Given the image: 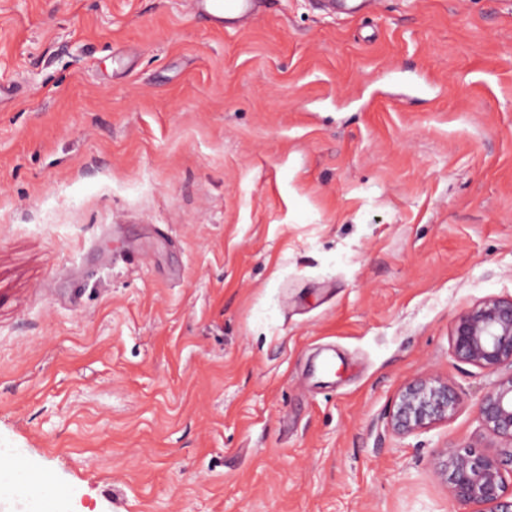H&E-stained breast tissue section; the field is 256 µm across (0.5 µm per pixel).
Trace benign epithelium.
Masks as SVG:
<instances>
[{
	"instance_id": "obj_1",
	"label": "benign epithelium",
	"mask_w": 512,
	"mask_h": 512,
	"mask_svg": "<svg viewBox=\"0 0 512 512\" xmlns=\"http://www.w3.org/2000/svg\"><path fill=\"white\" fill-rule=\"evenodd\" d=\"M450 344L455 359L490 377L477 413L496 445L442 449L439 465L448 474L449 504L512 512V485L505 477L512 475V296L487 297L461 312L451 326ZM460 403L448 380L418 375L401 386L388 425L398 435L428 430L447 421Z\"/></svg>"
}]
</instances>
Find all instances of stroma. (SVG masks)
I'll use <instances>...</instances> for the list:
<instances>
[{
	"instance_id": "obj_1",
	"label": "stroma",
	"mask_w": 512,
	"mask_h": 512,
	"mask_svg": "<svg viewBox=\"0 0 512 512\" xmlns=\"http://www.w3.org/2000/svg\"><path fill=\"white\" fill-rule=\"evenodd\" d=\"M512 295V0H0V448L54 512H448L450 327ZM460 407L408 436L399 387ZM266 3L267 0H191L194 13L215 22L217 28L251 22Z\"/></svg>"
}]
</instances>
